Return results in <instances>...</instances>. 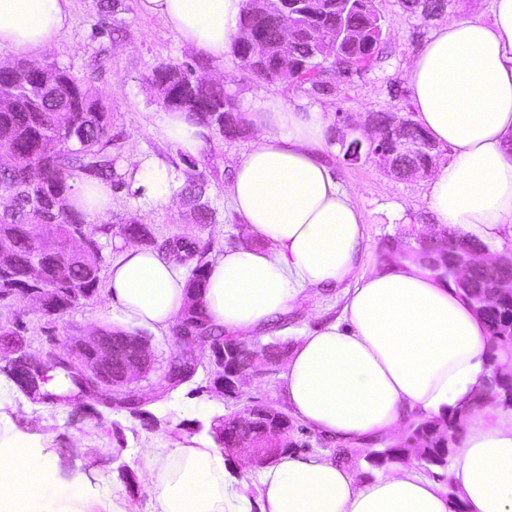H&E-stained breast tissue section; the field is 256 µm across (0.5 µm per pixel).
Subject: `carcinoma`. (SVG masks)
Instances as JSON below:
<instances>
[{
	"label": "carcinoma",
	"mask_w": 512,
	"mask_h": 512,
	"mask_svg": "<svg viewBox=\"0 0 512 512\" xmlns=\"http://www.w3.org/2000/svg\"><path fill=\"white\" fill-rule=\"evenodd\" d=\"M310 13L299 18L301 31L288 40L279 26L275 11L263 16H252L251 4H246L240 30H249L252 38L265 45L266 53L259 59L249 53V44L238 38L233 55L247 73L269 84H293L308 92L329 95L336 91V79L343 67L359 57L378 59L380 46L350 45L336 42L338 29L344 24L362 26L375 16L373 0H358V6L344 12L341 0H307ZM288 54L308 66L304 72L281 71L278 59ZM57 85L48 89L35 106L23 96L24 90H37L43 74L17 63L0 70V188L10 191L14 198L12 221L0 227V247L8 249L12 275L0 284V302L8 298H22L37 287L28 277L33 258L40 259L44 270L43 287L52 288L48 296L49 308L60 318L79 306L77 295L92 298L100 283L104 263V250L109 245L111 226L92 225L84 214L73 206L64 205V211L52 213L46 197L63 202L68 200L75 178H94L111 183L117 189L131 187L132 177L115 172L111 112L99 96L85 91L82 79L70 71L54 67ZM152 77L158 80L165 96L188 95L181 106L165 105L168 110L192 112L211 128H220L222 135L235 138L245 132L246 122L233 95L224 85L206 83L194 76L193 67L166 65L156 69ZM181 193L195 198L193 221L212 224L216 211L206 197V181L196 171H183ZM75 233L85 235L90 248L74 252L68 239ZM125 239L145 246L156 245L151 228L146 224H128L124 227ZM455 237L439 241H417L419 250L427 259L429 269L438 274L448 263L454 249ZM158 251L175 256L179 262L189 261L188 287L200 291L205 287L206 268L210 245H199L194 240L176 236L165 241ZM497 274L483 268L471 273L468 287L487 298L482 316L487 330L488 358L512 357V301L495 296L494 282ZM198 323V342L207 350L233 344V337L214 327L203 306L194 313ZM25 327L21 318L0 327V338L12 343V349L25 342ZM126 332L108 329L106 340L112 344V377L121 375L124 366L139 359V351L125 338ZM275 344L263 345L250 352L241 353L229 363L253 367L276 358ZM58 386L74 399L81 396L78 382L64 373L57 374ZM158 397L141 399L129 393L112 398L105 393L99 404L109 411H125L136 417H152L148 406ZM464 417L452 410L442 416L412 424L408 440L401 446L378 451L371 465L390 468L409 457L420 460L427 467L444 468L455 450ZM278 424L285 437L269 433L266 425H255L241 430L225 416L213 420L212 434L230 438H247L253 451L271 461L285 452L296 451L298 442L291 438L293 425L284 412H279Z\"/></svg>",
	"instance_id": "obj_1"
}]
</instances>
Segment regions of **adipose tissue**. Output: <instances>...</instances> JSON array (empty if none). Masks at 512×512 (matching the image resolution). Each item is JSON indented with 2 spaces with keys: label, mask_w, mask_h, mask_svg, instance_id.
Here are the masks:
<instances>
[{
  "label": "adipose tissue",
  "mask_w": 512,
  "mask_h": 512,
  "mask_svg": "<svg viewBox=\"0 0 512 512\" xmlns=\"http://www.w3.org/2000/svg\"><path fill=\"white\" fill-rule=\"evenodd\" d=\"M202 56L225 60L245 0H138ZM483 20L466 7L405 65L417 120L451 156L430 175L437 224L489 242L512 235V0H492ZM72 0H0V51L37 61L72 27ZM254 133L226 194L250 241L210 258L202 290L216 327L262 333L306 291H342L339 317L306 332L281 375L283 399L310 429L358 447L455 408L482 384L486 329L452 281L417 258L365 273L366 216L319 157L329 119L270 96L246 107ZM155 134L187 156L208 129L186 113L159 112ZM127 166L144 200L170 202L169 174L154 157ZM70 204L96 222L112 208L109 183L85 179ZM186 269L152 249L119 246L110 306L125 324L168 329L188 305ZM152 512H512V411L487 406L453 456L451 487L416 461L368 481L329 455L285 453L256 482L212 446L147 448L140 458ZM0 512H89L79 486L59 487L52 453L0 445Z\"/></svg>",
  "instance_id": "ef3b65f1"
}]
</instances>
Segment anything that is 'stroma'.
<instances>
[{
    "label": "stroma",
    "mask_w": 512,
    "mask_h": 512,
    "mask_svg": "<svg viewBox=\"0 0 512 512\" xmlns=\"http://www.w3.org/2000/svg\"><path fill=\"white\" fill-rule=\"evenodd\" d=\"M457 6V0H450L445 14L427 19L404 11L400 0H375L376 9L388 22L378 61L361 74L338 82L331 96L314 95L293 85L265 83L243 71L233 58L223 66L202 58L161 19L141 15L137 0H120L107 20L99 12V0H73L72 29L41 64L69 69L83 78L93 95L107 100L112 131L120 143L117 173H124L130 154L141 152L175 162L183 170L189 163H196L206 177L207 194L216 211L215 223L193 222V205L179 196V182H172V198L163 206L123 188L113 191L112 209L105 218L116 239L122 238L125 225L134 220L149 225L157 242L173 236L187 237L210 243L216 254L241 243L246 236V226L232 210L224 188L249 137L228 140L212 134L207 153L193 160L159 140L154 120L163 106L149 82L158 67L191 63L197 65L198 76H225L230 93L241 107L274 95L289 103L300 100L325 112L348 113L349 126L330 124L324 157L342 187L366 214L363 269L371 272L384 268L382 252L387 244L396 239L412 241L419 231L432 226L426 198L428 179L397 178L365 158L349 162L340 141L361 137L365 118L371 114L392 112L402 118L415 117L404 65L433 29L455 16ZM109 303L108 284L103 281L92 300L59 319L46 320L24 301L0 306V318L22 316L29 328L27 338L37 349L97 329L120 328L118 318L108 312ZM341 308V292L337 289L300 296L288 315L287 327L269 326L264 336L258 337V344H277L280 352L262 378L244 385L239 401H226L216 392L198 393L188 384L153 403V418L149 421L125 412H94L90 399L79 404L34 403L0 372V436L51 448L60 484L80 485L86 499L96 503L95 512H104L103 506L109 502L117 504L122 512H150L138 469L142 450L172 448L191 439L212 441L213 419L242 410L252 400L284 409L280 375L290 351L318 320L336 318ZM294 438L304 453L330 455L353 467L358 478L377 474L365 451L345 448L303 423H295Z\"/></svg>",
    "instance_id": "1"
}]
</instances>
